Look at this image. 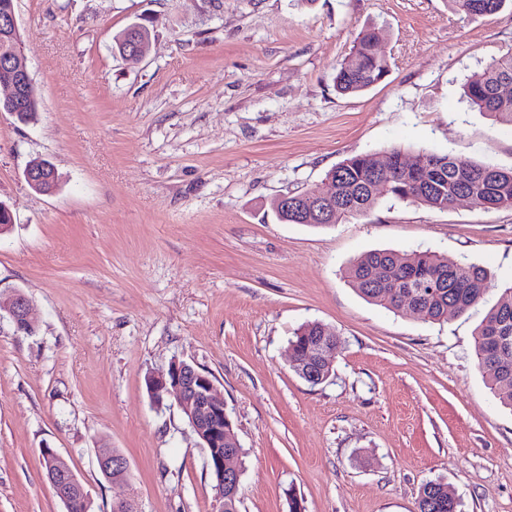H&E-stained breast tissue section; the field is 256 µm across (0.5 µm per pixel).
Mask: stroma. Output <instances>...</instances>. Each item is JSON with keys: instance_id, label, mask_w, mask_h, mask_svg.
<instances>
[{"instance_id": "obj_1", "label": "stroma", "mask_w": 512, "mask_h": 512, "mask_svg": "<svg viewBox=\"0 0 512 512\" xmlns=\"http://www.w3.org/2000/svg\"><path fill=\"white\" fill-rule=\"evenodd\" d=\"M40 108L0 114V512H64L42 451L72 457L91 512H218L206 453L149 375H211L242 449L239 512H419L447 483L461 512H512V410L486 387L474 332L512 284V208L445 210L388 197L327 227L280 223L281 194L316 192L347 157L394 146L512 167V125L463 85L512 51V7L452 0H16ZM136 65L116 34L143 18ZM378 29L387 76L337 93V64ZM51 161L57 188L25 181ZM374 249L483 265V300L447 322L364 300L346 267ZM340 338L327 381L289 362L297 328ZM131 476L110 483L97 451ZM511 0H454L463 12L473 16L491 15L500 11ZM5 312L19 333L32 334L36 323L31 317L30 302L18 290H15L5 301H1L0 312ZM99 470L107 481L126 480L130 474L126 458L117 450H107L97 456Z\"/></svg>"}]
</instances>
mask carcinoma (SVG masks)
<instances>
[{"instance_id":"carcinoma-1","label":"carcinoma","mask_w":512,"mask_h":512,"mask_svg":"<svg viewBox=\"0 0 512 512\" xmlns=\"http://www.w3.org/2000/svg\"><path fill=\"white\" fill-rule=\"evenodd\" d=\"M509 0H454L463 12L473 16L500 11ZM134 27L127 26L114 39L113 48L122 59L132 55ZM379 33L361 31L352 50L336 67V89L358 94L386 76L387 59L376 54ZM464 96L479 112L512 124V53L490 63L464 84ZM407 150L394 146L379 155L365 153L345 159L326 174L336 183L331 203L316 206L303 194L289 195L288 205L279 198L271 206L286 224L315 227L337 224L365 214L380 196L410 201L444 210L457 199L484 209L512 208V168L480 164L451 153L419 151L412 157L413 172L399 170ZM350 284L367 301L387 309L399 308V299L409 296L422 318L429 322L448 321V309L465 313L488 289L489 273L476 263H462L431 251L403 253L373 250L357 258L347 270ZM324 324L302 325L290 344L306 357L323 338ZM512 337V286L505 289L476 332L474 353L477 365L490 389L501 403L512 408V373L496 365L493 337ZM419 512H460L459 501L448 493V485L429 481L420 490Z\"/></svg>"}]
</instances>
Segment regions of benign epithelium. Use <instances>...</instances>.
Masks as SVG:
<instances>
[{
  "mask_svg": "<svg viewBox=\"0 0 512 512\" xmlns=\"http://www.w3.org/2000/svg\"><path fill=\"white\" fill-rule=\"evenodd\" d=\"M0 41L10 45L9 62L0 66V107L11 111L17 106L35 97L33 80L30 74L29 59L22 49V36L16 13L13 10L0 16ZM24 177L33 189L39 192L50 191L56 182V170L46 160H33L27 166ZM5 312L19 333L31 334L36 323L31 317L30 302L20 291H14L0 303V312ZM336 351V337L325 336L310 357L302 358L291 352L292 366L300 369L303 375L313 381L318 374L312 371L310 364L315 361L330 367L329 357ZM147 387L154 404L161 406L164 400L173 401L187 417L193 432L204 442L203 448L210 450L206 456V465L212 466L218 474L217 497L224 499V490L237 489L241 472L236 465L234 449L223 450L224 442L232 437L229 414L224 400L218 397L214 380L195 365L183 360L171 361L168 371L148 379ZM102 476L112 482L128 478L130 471L126 458L116 450H107L97 456ZM47 476L56 495L65 507L76 500L84 504L85 512H90V499L82 481L73 470L68 457L50 448L44 461Z\"/></svg>",
  "mask_w": 512,
  "mask_h": 512,
  "instance_id": "benign-epithelium-1",
  "label": "benign epithelium"
}]
</instances>
